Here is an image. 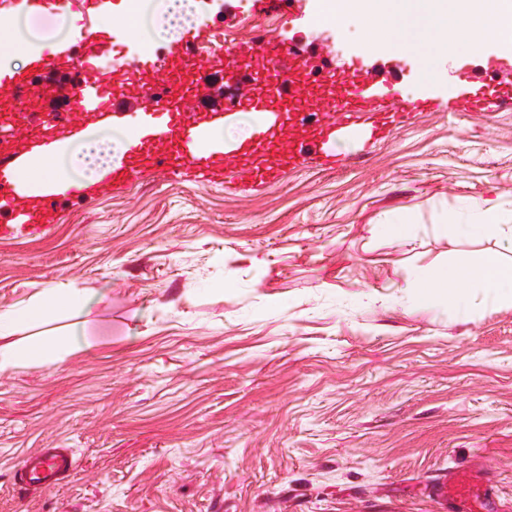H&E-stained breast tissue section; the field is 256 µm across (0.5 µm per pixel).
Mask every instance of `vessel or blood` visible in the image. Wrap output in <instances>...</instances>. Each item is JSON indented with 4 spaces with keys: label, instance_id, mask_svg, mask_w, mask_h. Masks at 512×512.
<instances>
[{
    "label": "vessel or blood",
    "instance_id": "vessel-or-blood-1",
    "mask_svg": "<svg viewBox=\"0 0 512 512\" xmlns=\"http://www.w3.org/2000/svg\"><path fill=\"white\" fill-rule=\"evenodd\" d=\"M222 66L227 93L223 105L205 104L200 112L183 114L178 125L157 127L153 139L158 152L146 153L127 167L113 172L106 185L120 188L143 178L156 167L166 166L173 173L195 175L217 184L242 180L267 185L284 166H297L319 158L324 139L336 126L347 123L353 115L364 114L371 120L372 131L389 132L403 117L402 107L418 108L415 100L401 98L390 85L376 83L374 75L357 71L313 78L311 68L298 56L278 54L263 60L261 52L243 58L213 55L208 62L196 60L190 47H183L170 69L155 72L153 82L158 92L154 109L168 112L179 107L189 93L198 91L207 67ZM31 76L16 72L0 77V95L12 100L27 94ZM512 99V84H487L473 99L471 108L491 112ZM99 79L84 78L68 99L64 128L79 125L83 117L111 111ZM241 109L273 115V122L232 158L203 146L204 130L200 113L219 114L221 110ZM46 116L40 112L12 114L0 125V169H22L26 163L23 144L47 131ZM0 200L7 202L10 221L0 224V238L42 236L51 229L55 203H43L38 223H29L28 201L22 200L14 185L0 183ZM73 465L72 458L60 448H40L28 454L17 471L19 481L28 486L52 487ZM435 495L453 506L455 512H496L490 489L484 488L470 471L462 470L438 483Z\"/></svg>",
    "mask_w": 512,
    "mask_h": 512
}]
</instances>
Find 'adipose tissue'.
<instances>
[{
  "instance_id": "1",
  "label": "adipose tissue",
  "mask_w": 512,
  "mask_h": 512,
  "mask_svg": "<svg viewBox=\"0 0 512 512\" xmlns=\"http://www.w3.org/2000/svg\"><path fill=\"white\" fill-rule=\"evenodd\" d=\"M198 8V0H136V12L151 20L143 39L159 43L176 39L191 26ZM319 14L373 53L405 50L420 37L441 40L444 55L450 58L488 44L512 45V0H319ZM265 121L259 112L244 124L220 121L210 126L209 137L232 151L252 139ZM135 143L129 129L90 126L50 151L31 154L25 168L9 172L8 178L26 196L63 192L72 186L83 190L125 163ZM470 209L479 213V221L455 224V231L468 238L497 235L499 248L486 252L472 267L451 265L411 273L405 287L411 292L413 313L434 311L450 294L468 302L475 288L485 298L512 302V262L503 258L504 252L512 251V225L500 223L482 202L471 203ZM87 302L83 289L52 285L29 300L0 309V376L33 363L55 362L62 353L82 348L74 316Z\"/></svg>"
}]
</instances>
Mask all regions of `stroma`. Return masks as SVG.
<instances>
[{
  "instance_id": "35a3bbf8",
  "label": "stroma",
  "mask_w": 512,
  "mask_h": 512,
  "mask_svg": "<svg viewBox=\"0 0 512 512\" xmlns=\"http://www.w3.org/2000/svg\"><path fill=\"white\" fill-rule=\"evenodd\" d=\"M317 4L201 0L198 43L247 49L250 21L276 12L283 49L417 88L426 107L385 139L338 133L331 166L266 186L160 166L61 201L47 238L0 241V308L58 283L93 299L86 346L0 376V512H453L431 489L461 467L512 512V304L418 315L400 288L414 268L497 248L453 233L470 202L512 224V105L466 104L487 71L512 82V48L460 53L422 87L418 51L364 52ZM92 41L121 73L179 49L101 25ZM54 447L74 471L21 489L22 459Z\"/></svg>"
}]
</instances>
